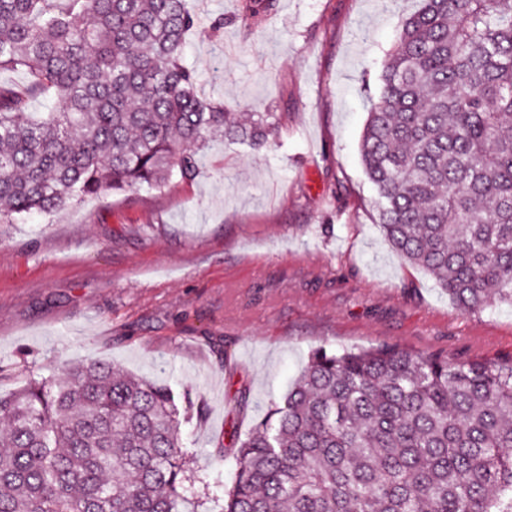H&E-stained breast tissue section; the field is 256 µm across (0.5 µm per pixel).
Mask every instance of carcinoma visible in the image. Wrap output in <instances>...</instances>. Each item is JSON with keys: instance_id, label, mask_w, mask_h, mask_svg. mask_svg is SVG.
<instances>
[{"instance_id": "obj_1", "label": "carcinoma", "mask_w": 512, "mask_h": 512, "mask_svg": "<svg viewBox=\"0 0 512 512\" xmlns=\"http://www.w3.org/2000/svg\"><path fill=\"white\" fill-rule=\"evenodd\" d=\"M189 0H0V223L199 173L224 137L198 95ZM360 154L379 223L460 309L512 306V0H420L375 78ZM36 96L48 112H30ZM192 410L110 362L0 395V512H204ZM224 512H512V365L317 349L243 440Z\"/></svg>"}]
</instances>
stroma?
<instances>
[{"mask_svg": "<svg viewBox=\"0 0 512 512\" xmlns=\"http://www.w3.org/2000/svg\"><path fill=\"white\" fill-rule=\"evenodd\" d=\"M190 0L184 61L202 96L271 112L259 150L213 142L195 179L104 191L0 226V393L109 361L203 408L182 432L210 481L223 450L292 387L309 354L395 345L512 364V307L465 313L377 223L360 143L366 85L417 0Z\"/></svg>", "mask_w": 512, "mask_h": 512, "instance_id": "35a3bbf8", "label": "stroma"}]
</instances>
